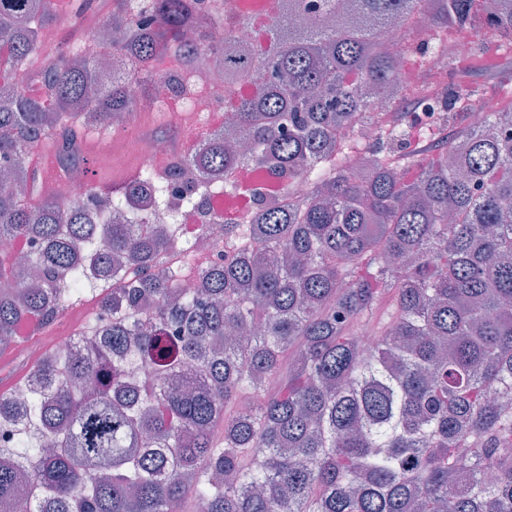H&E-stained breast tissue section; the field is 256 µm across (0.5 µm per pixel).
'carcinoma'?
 <instances>
[{
    "label": "carcinoma",
    "instance_id": "obj_1",
    "mask_svg": "<svg viewBox=\"0 0 512 512\" xmlns=\"http://www.w3.org/2000/svg\"><path fill=\"white\" fill-rule=\"evenodd\" d=\"M118 2L115 43L94 32L102 50L36 67L51 0H0V240L31 245L29 273L0 249V355L88 293L98 311L77 352L0 390V418L24 428L0 447V512H179L189 496L194 512H512V97L475 131L474 91L449 89L429 127L460 124L465 150L433 160L373 108L407 92L398 56L446 60L445 32L488 27L512 47V0H277L262 55L184 39L211 20L205 0ZM391 22L409 36L397 50ZM106 54L136 76L103 84ZM168 54L199 72L222 56L250 142L243 155L214 133L178 167L183 207L220 188L253 206L244 227L230 212L200 225L224 257L194 293L164 261L190 241L136 205L144 185L166 204L168 180L145 169L93 191L92 211L40 194L31 163L65 125L137 110V76L155 80ZM363 118L381 129L366 177L358 144L337 139ZM245 157L254 180H227Z\"/></svg>",
    "mask_w": 512,
    "mask_h": 512
}]
</instances>
